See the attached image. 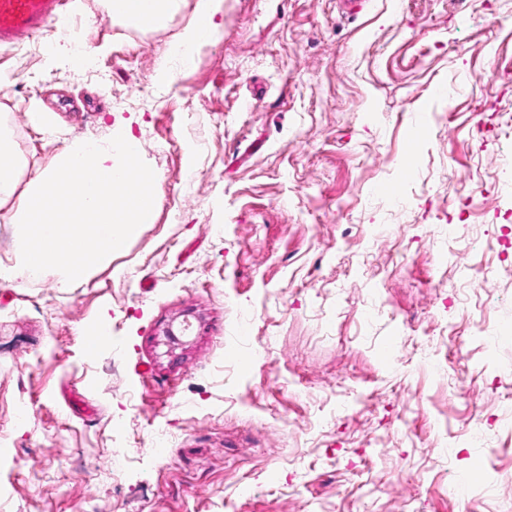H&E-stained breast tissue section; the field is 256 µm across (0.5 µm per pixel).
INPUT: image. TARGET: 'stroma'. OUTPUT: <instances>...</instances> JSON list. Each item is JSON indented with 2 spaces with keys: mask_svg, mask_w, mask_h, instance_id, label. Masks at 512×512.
Instances as JSON below:
<instances>
[{
  "mask_svg": "<svg viewBox=\"0 0 512 512\" xmlns=\"http://www.w3.org/2000/svg\"><path fill=\"white\" fill-rule=\"evenodd\" d=\"M195 4L72 0L80 68L0 48L27 171L127 119L158 200L67 291L0 285V512H512V0H223L186 68ZM182 0H106L105 10L112 20L142 29L164 27L181 8ZM222 2L197 0L193 17L172 46L171 56L187 60V51H192L194 55L204 45L216 42L222 37L220 24L216 22Z\"/></svg>",
  "mask_w": 512,
  "mask_h": 512,
  "instance_id": "1",
  "label": "stroma"
}]
</instances>
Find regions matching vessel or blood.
Segmentation results:
<instances>
[{
    "label": "vessel or blood",
    "instance_id": "obj_1",
    "mask_svg": "<svg viewBox=\"0 0 512 512\" xmlns=\"http://www.w3.org/2000/svg\"><path fill=\"white\" fill-rule=\"evenodd\" d=\"M66 6V0H0V45L59 20Z\"/></svg>",
    "mask_w": 512,
    "mask_h": 512
}]
</instances>
